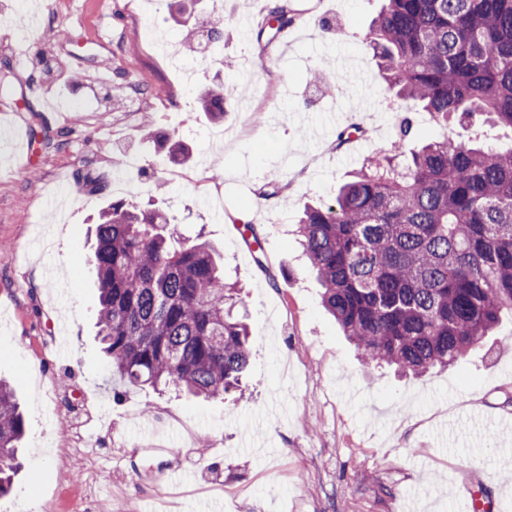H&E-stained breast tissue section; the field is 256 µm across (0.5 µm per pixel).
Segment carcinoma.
<instances>
[{"label":"carcinoma","mask_w":512,"mask_h":512,"mask_svg":"<svg viewBox=\"0 0 512 512\" xmlns=\"http://www.w3.org/2000/svg\"><path fill=\"white\" fill-rule=\"evenodd\" d=\"M254 30L267 43L298 20L293 0H268ZM206 36L224 40L214 10ZM399 132L296 224L321 300L366 367L418 376L463 360L512 310V149L428 142L402 166L415 112L464 126L483 115L512 128V0H386L368 34ZM199 108L224 117V92ZM170 159L188 160L174 135ZM99 284L97 336L114 392L149 386L204 399L236 390L250 360L245 305L213 247L178 237L158 209L102 210L88 259ZM24 419L0 382V499L13 488Z\"/></svg>","instance_id":"carcinoma-1"}]
</instances>
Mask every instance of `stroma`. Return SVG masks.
I'll list each match as a JSON object with an SVG mask.
<instances>
[{
    "label": "stroma",
    "mask_w": 512,
    "mask_h": 512,
    "mask_svg": "<svg viewBox=\"0 0 512 512\" xmlns=\"http://www.w3.org/2000/svg\"><path fill=\"white\" fill-rule=\"evenodd\" d=\"M170 3L0 0V71L14 85L0 92V122L27 135L0 134V379L25 419L0 512H468L472 489L512 512V313L454 366L364 368L294 234L304 203L332 200L394 138L397 103L367 41L384 0H297L299 23L261 44L265 0H225L214 48L196 25L212 0H181L176 20ZM75 54L85 70L70 68ZM339 62L353 68L348 84L321 93L311 73ZM128 82L156 94L114 108ZM218 82L219 121L196 102ZM30 83L46 104L23 100ZM351 125L362 135L337 147ZM416 130L408 149L446 138L512 149L511 130L482 120L440 126L421 112ZM168 132L192 161L158 148ZM267 183L287 200L257 198ZM121 199L162 207L186 239L223 252L247 296L242 397L114 396L87 257L94 219ZM245 216L258 244L242 236ZM476 406L488 420L472 427Z\"/></svg>",
    "instance_id": "obj_1"
}]
</instances>
